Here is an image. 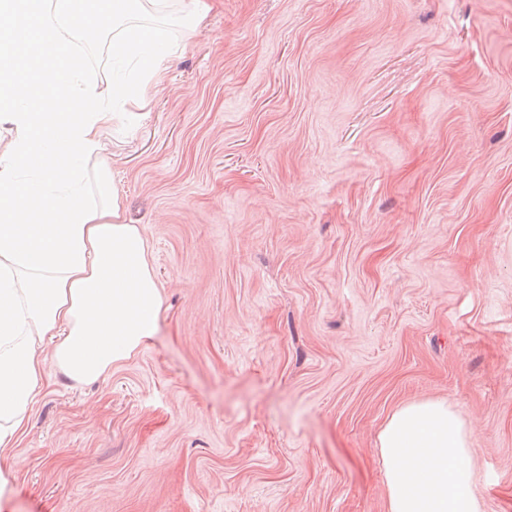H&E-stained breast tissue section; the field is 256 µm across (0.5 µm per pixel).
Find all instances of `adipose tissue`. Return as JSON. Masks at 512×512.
<instances>
[{"label":"adipose tissue","mask_w":512,"mask_h":512,"mask_svg":"<svg viewBox=\"0 0 512 512\" xmlns=\"http://www.w3.org/2000/svg\"><path fill=\"white\" fill-rule=\"evenodd\" d=\"M166 0H107L110 46L133 79L83 80L76 42L102 21L90 0H0V512L9 455L47 367L92 383L157 329L161 292L102 158L101 135L164 77ZM388 512H481L464 426L440 401L403 405L378 436Z\"/></svg>","instance_id":"ef3b65f1"}]
</instances>
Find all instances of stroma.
<instances>
[{
    "label": "stroma",
    "instance_id": "stroma-1",
    "mask_svg": "<svg viewBox=\"0 0 512 512\" xmlns=\"http://www.w3.org/2000/svg\"><path fill=\"white\" fill-rule=\"evenodd\" d=\"M206 3L102 134L157 334L48 369L13 512H388L421 401L512 512V0Z\"/></svg>",
    "mask_w": 512,
    "mask_h": 512
}]
</instances>
